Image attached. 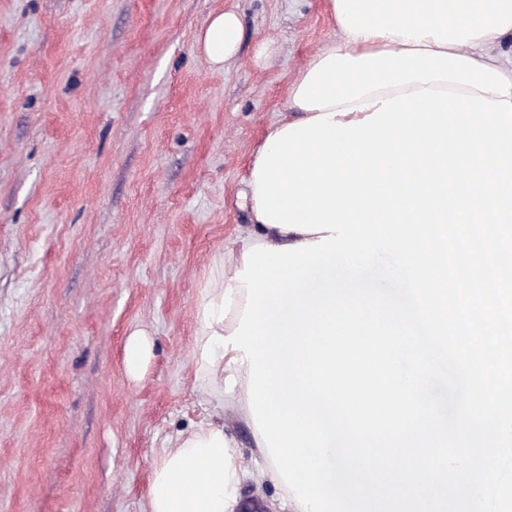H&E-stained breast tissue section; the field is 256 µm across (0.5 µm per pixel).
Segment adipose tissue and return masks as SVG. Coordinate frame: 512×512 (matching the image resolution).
Wrapping results in <instances>:
<instances>
[{
	"instance_id": "1",
	"label": "adipose tissue",
	"mask_w": 512,
	"mask_h": 512,
	"mask_svg": "<svg viewBox=\"0 0 512 512\" xmlns=\"http://www.w3.org/2000/svg\"><path fill=\"white\" fill-rule=\"evenodd\" d=\"M327 9L337 37L295 73L289 94L297 93L316 63L336 53L357 58L410 49L445 52L474 59L512 80V51L502 48L512 40V0H327ZM243 38V22L229 9L212 16L197 44L210 65L221 68L236 58ZM316 239V233L284 230L254 218L226 241L229 260L217 262L195 314L196 377L214 411L252 417L244 352L217 348L212 365L200 357L211 334L227 336L239 326L247 291L235 275L244 268V252L260 243L280 247ZM244 475L235 441L223 424L200 422L179 433L155 461L149 512H234Z\"/></svg>"
}]
</instances>
